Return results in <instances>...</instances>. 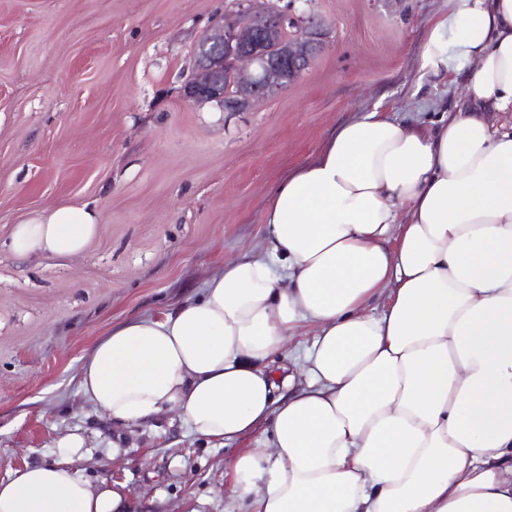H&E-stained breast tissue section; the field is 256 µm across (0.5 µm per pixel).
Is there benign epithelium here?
<instances>
[{
    "label": "benign epithelium",
    "mask_w": 512,
    "mask_h": 512,
    "mask_svg": "<svg viewBox=\"0 0 512 512\" xmlns=\"http://www.w3.org/2000/svg\"><path fill=\"white\" fill-rule=\"evenodd\" d=\"M291 22L296 39L277 57L269 58L264 45L276 30ZM323 31L313 18L287 14L248 0V7L223 17L199 41L191 77L183 86V98L192 103L224 101V111L244 112L279 88L286 74L295 77L307 70L319 52ZM233 57L238 98L224 100V60Z\"/></svg>",
    "instance_id": "benign-epithelium-1"
}]
</instances>
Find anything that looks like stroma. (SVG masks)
Wrapping results in <instances>:
<instances>
[{
  "instance_id": "obj_1",
  "label": "stroma",
  "mask_w": 512,
  "mask_h": 512,
  "mask_svg": "<svg viewBox=\"0 0 512 512\" xmlns=\"http://www.w3.org/2000/svg\"><path fill=\"white\" fill-rule=\"evenodd\" d=\"M233 0H0V480L69 461L125 491L124 512H240L221 446L172 413L121 425L82 397L81 366L121 321L202 295L226 257L265 248L268 191L336 127L457 111L465 74L421 77L444 0H275L325 26L299 79L244 112L182 96L202 34ZM89 205L71 260L15 256V224ZM84 438L64 448L65 435ZM120 454H113V446Z\"/></svg>"
}]
</instances>
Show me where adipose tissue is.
Wrapping results in <instances>:
<instances>
[{
  "instance_id": "obj_1",
  "label": "adipose tissue",
  "mask_w": 512,
  "mask_h": 512,
  "mask_svg": "<svg viewBox=\"0 0 512 512\" xmlns=\"http://www.w3.org/2000/svg\"><path fill=\"white\" fill-rule=\"evenodd\" d=\"M423 75L466 72L465 103L432 124L374 108L267 195L265 248L202 297L112 326L79 388L135 425L175 412L230 444L247 512H512V0H447ZM100 230L57 206L9 245L70 259ZM314 341L272 369L301 326ZM306 384L296 387V375ZM124 493L68 463L0 480V512H121Z\"/></svg>"
}]
</instances>
